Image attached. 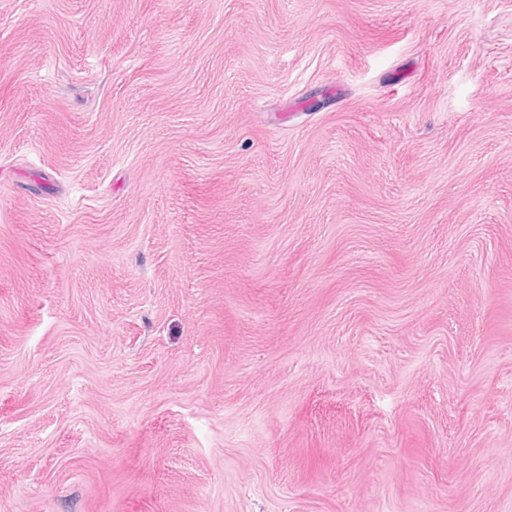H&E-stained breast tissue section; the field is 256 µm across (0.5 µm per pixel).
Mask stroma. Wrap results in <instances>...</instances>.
Wrapping results in <instances>:
<instances>
[{
    "mask_svg": "<svg viewBox=\"0 0 512 512\" xmlns=\"http://www.w3.org/2000/svg\"><path fill=\"white\" fill-rule=\"evenodd\" d=\"M0 512H512V0H0Z\"/></svg>",
    "mask_w": 512,
    "mask_h": 512,
    "instance_id": "1",
    "label": "stroma"
}]
</instances>
